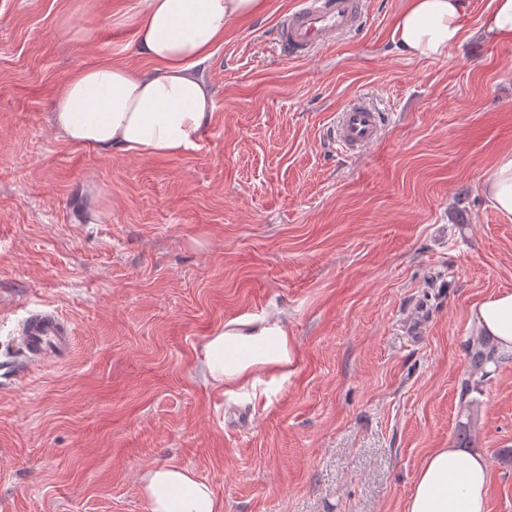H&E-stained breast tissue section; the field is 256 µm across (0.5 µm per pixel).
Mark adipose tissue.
<instances>
[{
  "label": "adipose tissue",
  "instance_id": "obj_1",
  "mask_svg": "<svg viewBox=\"0 0 512 512\" xmlns=\"http://www.w3.org/2000/svg\"><path fill=\"white\" fill-rule=\"evenodd\" d=\"M266 0H140L138 52L154 67L140 70L101 62L75 70L58 88L52 120L68 141L101 153L177 156L194 146L215 107L198 72L231 22L260 16ZM463 0H406L394 38L408 58L444 56L463 35ZM482 194L512 222V154L485 173ZM473 316L479 335L501 356L512 355V290L482 299ZM292 346L277 316L237 319L209 338L202 357L206 379L231 389L257 373L287 368ZM150 512H219L209 485L177 465L142 478ZM489 468L483 456L459 447L434 449L422 465L406 512H487Z\"/></svg>",
  "mask_w": 512,
  "mask_h": 512
}]
</instances>
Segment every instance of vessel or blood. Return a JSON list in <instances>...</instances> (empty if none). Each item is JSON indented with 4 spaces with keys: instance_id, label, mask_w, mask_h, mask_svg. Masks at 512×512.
Masks as SVG:
<instances>
[{
    "instance_id": "obj_1",
    "label": "vessel or blood",
    "mask_w": 512,
    "mask_h": 512,
    "mask_svg": "<svg viewBox=\"0 0 512 512\" xmlns=\"http://www.w3.org/2000/svg\"><path fill=\"white\" fill-rule=\"evenodd\" d=\"M360 0H300L279 29L284 56L303 57L359 25ZM383 120L373 109L356 105L341 112L332 136L342 151L355 152L378 141ZM15 344L27 366L46 367L70 351L68 325L51 309L29 314L18 325Z\"/></svg>"
}]
</instances>
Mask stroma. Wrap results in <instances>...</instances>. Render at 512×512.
<instances>
[{"label": "stroma", "instance_id": "1", "mask_svg": "<svg viewBox=\"0 0 512 512\" xmlns=\"http://www.w3.org/2000/svg\"><path fill=\"white\" fill-rule=\"evenodd\" d=\"M139 0H0V512H150L139 478L179 465L221 512H405L433 449L490 471L512 512V358L470 373L475 303L512 289V222L481 193L512 151V43L464 0L439 58L393 41L404 0L299 60L298 0L231 24L201 66L212 118L174 157L103 154L50 122L76 67L146 69ZM390 113L342 154L336 112ZM99 189L88 197V183ZM74 330L61 363L11 344L29 313ZM285 313L287 374L227 390L203 349L227 322Z\"/></svg>", "mask_w": 512, "mask_h": 512}]
</instances>
